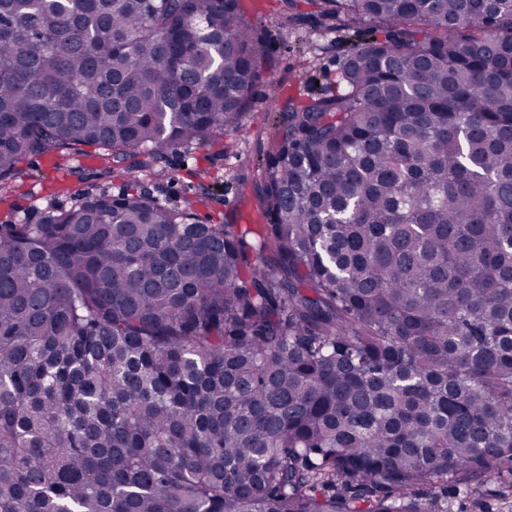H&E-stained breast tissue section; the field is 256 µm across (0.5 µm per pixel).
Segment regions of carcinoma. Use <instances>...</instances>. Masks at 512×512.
I'll use <instances>...</instances> for the list:
<instances>
[{"instance_id": "cac0c4a2", "label": "carcinoma", "mask_w": 512, "mask_h": 512, "mask_svg": "<svg viewBox=\"0 0 512 512\" xmlns=\"http://www.w3.org/2000/svg\"><path fill=\"white\" fill-rule=\"evenodd\" d=\"M308 4L384 39L288 103L254 234L142 185L246 110L239 0H0V200L132 182L0 224V512L512 501V0ZM95 154L90 146L73 154L68 166L47 167L42 156L27 157L21 167L26 176L21 186L9 197L0 202V222L10 217L30 218L35 221L38 211L45 207L69 208L76 198L85 193H98L105 189L112 195H118L130 187L121 177H98L99 165L88 164L82 159Z\"/></svg>"}]
</instances>
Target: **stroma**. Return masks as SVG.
I'll use <instances>...</instances> for the list:
<instances>
[{"mask_svg":"<svg viewBox=\"0 0 512 512\" xmlns=\"http://www.w3.org/2000/svg\"><path fill=\"white\" fill-rule=\"evenodd\" d=\"M259 23L262 78L236 127L204 145L169 152L170 178L148 182L147 189L171 207L192 205L204 224H241L253 228L267 221L263 162L275 145L274 127L289 101H301L334 89L336 62L347 45L346 30L321 29L288 21V0H239ZM93 147H83L64 167L46 166L44 157H27L21 186L0 200V222L36 218L46 207H70L86 192H124L120 177L102 178L90 163Z\"/></svg>","mask_w":512,"mask_h":512,"instance_id":"1","label":"stroma"}]
</instances>
